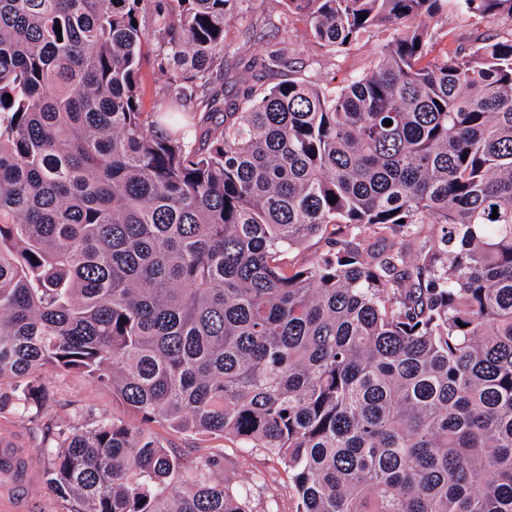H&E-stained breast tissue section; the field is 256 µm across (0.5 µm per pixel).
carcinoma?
<instances>
[{
  "mask_svg": "<svg viewBox=\"0 0 512 512\" xmlns=\"http://www.w3.org/2000/svg\"><path fill=\"white\" fill-rule=\"evenodd\" d=\"M237 2L0 0V418L45 420L63 512L253 510L222 454L54 429L49 370L263 449L297 512H512V27L428 59L445 17L512 23V0H284L327 54L387 37L340 86L265 87L280 41L233 100ZM140 79L142 108L145 112H152L161 96L166 77L158 71L151 58L143 61Z\"/></svg>",
  "mask_w": 512,
  "mask_h": 512,
  "instance_id": "carcinoma-1",
  "label": "carcinoma"
}]
</instances>
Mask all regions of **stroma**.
I'll use <instances>...</instances> for the list:
<instances>
[{
  "label": "stroma",
  "mask_w": 512,
  "mask_h": 512,
  "mask_svg": "<svg viewBox=\"0 0 512 512\" xmlns=\"http://www.w3.org/2000/svg\"><path fill=\"white\" fill-rule=\"evenodd\" d=\"M254 23L266 26L277 39L292 43L296 66L303 76L315 82L336 86L341 85L350 75L368 69L374 52L384 39L383 34L371 33L352 45L349 51L336 56L329 55L315 46L302 23L287 21L281 0H241L224 29V41L231 47L226 57L227 96H234L239 86L251 81L250 73L237 64L238 48L256 54L270 49L269 44L246 41L244 32ZM46 385L49 413L59 427H81L92 415L123 418L135 425L141 422L140 417L113 400L111 391L95 387L83 378L50 372L46 375ZM150 429L164 443L188 457L208 452L223 453L222 477L225 483L232 486L244 483L249 485L253 512H296L298 498L287 470L278 459L261 449L238 447L232 439L202 434H177L156 423L151 424Z\"/></svg>",
  "instance_id": "35a3bbf8"
}]
</instances>
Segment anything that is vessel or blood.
<instances>
[{
    "label": "vessel or blood",
    "mask_w": 512,
    "mask_h": 512,
    "mask_svg": "<svg viewBox=\"0 0 512 512\" xmlns=\"http://www.w3.org/2000/svg\"><path fill=\"white\" fill-rule=\"evenodd\" d=\"M0 472L6 481L0 486V512H25V500L38 487L34 462L10 437L0 438Z\"/></svg>",
    "instance_id": "1"
}]
</instances>
